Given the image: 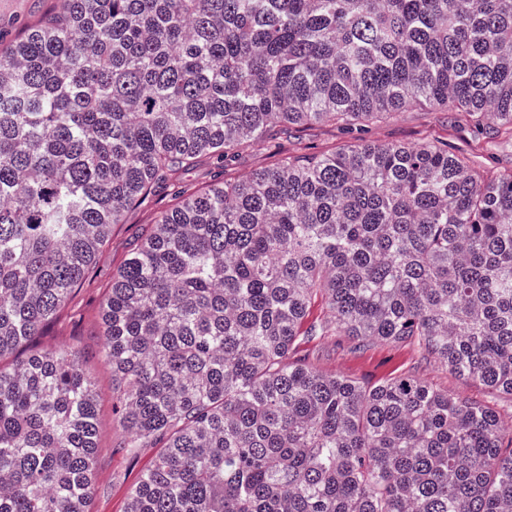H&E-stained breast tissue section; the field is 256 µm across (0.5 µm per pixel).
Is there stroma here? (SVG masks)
<instances>
[{
	"label": "stroma",
	"instance_id": "stroma-1",
	"mask_svg": "<svg viewBox=\"0 0 512 512\" xmlns=\"http://www.w3.org/2000/svg\"><path fill=\"white\" fill-rule=\"evenodd\" d=\"M57 4L58 0H0V40L7 42L20 36ZM424 140L448 145L480 171L512 168L511 141L504 140L496 148H487L482 136L463 116L416 105L356 132L331 125L293 127L278 135L272 144L243 148L226 166L216 159L204 160L186 171L180 184L157 188L144 203L126 213L123 223L113 226L89 280L74 291L51 328L33 343L37 350L78 345L92 377L99 438L95 458L96 493L89 504L90 512H124L130 489L158 454L154 448L140 449L134 457L123 451L124 430L115 410L112 370L101 360L99 351L103 343L101 300L106 284L111 281L113 271L137 248L142 233L154 224L159 212L174 204L184 190L205 187L225 174L249 175L274 166L288 153L332 152L358 141L404 145ZM296 355L317 369L367 385L413 375L463 398L482 400L488 396L479 383L446 371L405 343L363 344L349 336H320L301 344Z\"/></svg>",
	"mask_w": 512,
	"mask_h": 512
}]
</instances>
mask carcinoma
<instances>
[{
	"mask_svg": "<svg viewBox=\"0 0 512 512\" xmlns=\"http://www.w3.org/2000/svg\"><path fill=\"white\" fill-rule=\"evenodd\" d=\"M409 105L512 139V0H61L0 52V361L158 186ZM102 320L122 448L161 449L126 512H512L493 404L292 358L408 342L512 397V169L365 141L184 191ZM98 435L76 351L0 364V512H87Z\"/></svg>",
	"mask_w": 512,
	"mask_h": 512,
	"instance_id": "1",
	"label": "carcinoma"
}]
</instances>
